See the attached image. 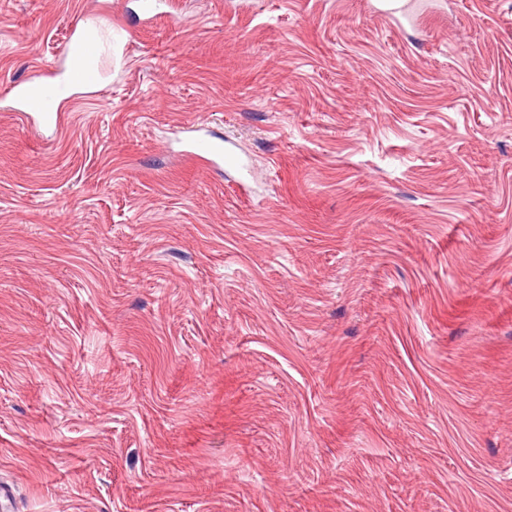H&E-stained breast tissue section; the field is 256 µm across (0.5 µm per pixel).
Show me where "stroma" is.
Instances as JSON below:
<instances>
[{"label": "stroma", "instance_id": "1", "mask_svg": "<svg viewBox=\"0 0 512 512\" xmlns=\"http://www.w3.org/2000/svg\"><path fill=\"white\" fill-rule=\"evenodd\" d=\"M432 2L0 0L11 512H512V0ZM98 44L94 28L86 26L67 44L63 66L57 73L47 72L44 79L22 81L17 87L18 116L25 122L56 129L63 124L61 106L77 88L93 89L100 83ZM182 152L207 168L224 164L234 168L242 179L249 176L248 165L232 149L224 145V140L215 139L209 134H199L186 140Z\"/></svg>", "mask_w": 512, "mask_h": 512}]
</instances>
